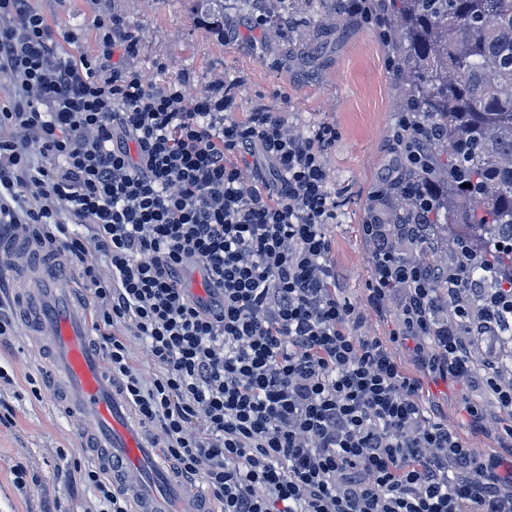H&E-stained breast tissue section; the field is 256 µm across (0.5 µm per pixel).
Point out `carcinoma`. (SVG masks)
Segmentation results:
<instances>
[{"mask_svg": "<svg viewBox=\"0 0 512 512\" xmlns=\"http://www.w3.org/2000/svg\"><path fill=\"white\" fill-rule=\"evenodd\" d=\"M252 20L265 24L268 11L283 20L304 19L310 0H237ZM269 3L270 10L262 7ZM388 23L392 65L403 82L406 140L423 146L421 160L404 179L434 182L439 194L422 211L405 201L404 188L394 221L426 224L428 236L407 245L427 265L448 262L438 247L448 226L460 227L479 260L475 275L485 288L512 278V0H378ZM438 320L453 319L464 299L473 312L480 298L446 280L435 284ZM498 366L512 378V339L498 341Z\"/></svg>", "mask_w": 512, "mask_h": 512, "instance_id": "cac0c4a2", "label": "carcinoma"}]
</instances>
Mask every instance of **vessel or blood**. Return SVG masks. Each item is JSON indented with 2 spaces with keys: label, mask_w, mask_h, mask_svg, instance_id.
I'll use <instances>...</instances> for the list:
<instances>
[{
  "label": "vessel or blood",
  "mask_w": 512,
  "mask_h": 512,
  "mask_svg": "<svg viewBox=\"0 0 512 512\" xmlns=\"http://www.w3.org/2000/svg\"><path fill=\"white\" fill-rule=\"evenodd\" d=\"M10 278L32 343L48 358L53 389L94 465L134 512H211L208 492L178 478L144 436L91 334V310L65 255L21 225L0 236V275Z\"/></svg>",
  "instance_id": "vessel-or-blood-1"
}]
</instances>
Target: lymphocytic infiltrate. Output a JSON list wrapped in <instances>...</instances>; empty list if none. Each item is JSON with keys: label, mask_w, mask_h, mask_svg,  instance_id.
Wrapping results in <instances>:
<instances>
[{"label": "lymphocytic infiltrate", "mask_w": 512, "mask_h": 512, "mask_svg": "<svg viewBox=\"0 0 512 512\" xmlns=\"http://www.w3.org/2000/svg\"><path fill=\"white\" fill-rule=\"evenodd\" d=\"M97 54L63 56L31 0H0V224H25L59 246L92 292L113 377L176 472L203 482L220 512H512V420L472 400L487 454L428 420L419 383L391 347H411L427 374L492 391L512 412L497 367L512 329V284L492 289L485 321L466 306L435 323L431 285L393 232L386 189L364 225L368 301L395 305L389 340L336 293L325 225L338 218L324 154L333 126L306 132L262 105L237 119L223 79L187 95L146 85L130 61L140 35L95 16ZM84 226L74 236L69 225ZM201 270L204 296L186 286ZM484 337V371L467 331ZM140 340L154 365L132 362Z\"/></svg>", "instance_id": "f902f5d3"}]
</instances>
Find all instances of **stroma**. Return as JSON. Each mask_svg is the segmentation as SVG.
<instances>
[{
  "mask_svg": "<svg viewBox=\"0 0 512 512\" xmlns=\"http://www.w3.org/2000/svg\"><path fill=\"white\" fill-rule=\"evenodd\" d=\"M57 36L63 55L99 50L93 20L121 16L138 30L142 46L135 64L148 83L180 81L187 89L223 78L237 117L276 104L290 125L312 129L327 123L336 141L325 159L339 204L336 223L326 225L330 261L341 295L364 302V331L388 339L398 324L395 306L368 305L373 277L370 246L362 224L393 157V136L404 117L401 85L389 66L382 29L347 14L325 27L281 25L266 36L221 34L201 21L199 0H33ZM14 290L0 287V318L12 323L0 337V404L11 412L0 421V512H87L92 493L82 480L89 451L76 438L48 390V374L17 315ZM405 372L420 378L426 417L445 420L466 442L495 447L493 437H474L460 413L467 393L452 380L433 383L407 351L396 350ZM23 465L37 481L27 490L13 484L11 470Z\"/></svg>",
  "mask_w": 512,
  "mask_h": 512,
  "instance_id": "obj_1",
  "label": "stroma"
}]
</instances>
